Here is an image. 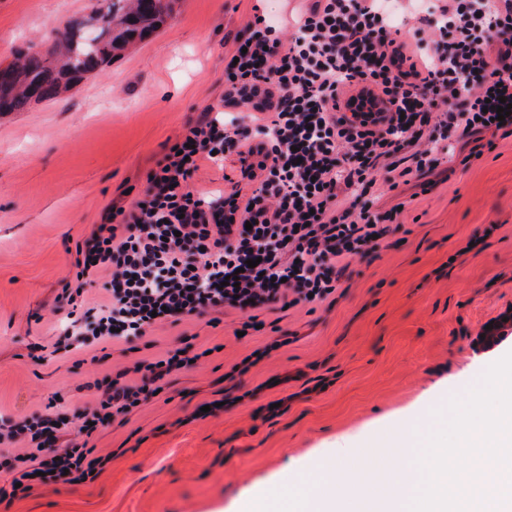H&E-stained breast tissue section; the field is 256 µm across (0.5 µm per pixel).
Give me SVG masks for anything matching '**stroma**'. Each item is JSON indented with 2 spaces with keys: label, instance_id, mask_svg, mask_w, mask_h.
<instances>
[{
  "label": "stroma",
  "instance_id": "obj_1",
  "mask_svg": "<svg viewBox=\"0 0 512 512\" xmlns=\"http://www.w3.org/2000/svg\"><path fill=\"white\" fill-rule=\"evenodd\" d=\"M89 0H0V64L51 28L88 12ZM286 0H178L173 16L69 98L0 116V417L47 410L77 418L108 371L174 348L186 333L210 356L169 379L167 389L91 441L111 455L94 480L38 485L0 512H236L238 502L299 479L319 482L336 450L399 471L394 448L414 427L435 429L434 410L461 397L512 351V326L484 343L487 326L512 306V137L470 167L430 175L431 187L382 188L388 209L404 204L401 228L353 262L335 303L279 314L288 345L244 376L231 367L269 340L237 337L241 317L188 319L146 336L144 348L111 346L34 363L56 341V298L103 303V276L80 283L77 245L108 208L128 207L186 122L224 97V55L256 15L275 21ZM237 154L195 175L200 191H232ZM495 225L483 237L485 225ZM483 237L478 250L467 241ZM232 397L207 417L202 403ZM278 412H271L272 404Z\"/></svg>",
  "mask_w": 512,
  "mask_h": 512
}]
</instances>
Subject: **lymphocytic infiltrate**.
I'll return each mask as SVG.
<instances>
[{
    "mask_svg": "<svg viewBox=\"0 0 512 512\" xmlns=\"http://www.w3.org/2000/svg\"><path fill=\"white\" fill-rule=\"evenodd\" d=\"M424 9L430 21L400 36L394 15ZM288 23L287 35L261 17L248 25L224 56L223 109L189 120L139 200L106 211L82 242L80 274L107 272V301L80 311L63 289L66 351L136 344L211 311L241 313L253 330L263 315L324 302L396 227L397 209L375 206L381 186L431 174L462 138L512 136V115L496 118L512 103V0H296ZM234 150L251 193L190 189L202 163ZM180 342L107 380L66 445L64 414L0 419V471L14 482L0 502L102 472L109 456L81 436L161 393L190 364L189 336Z\"/></svg>",
    "mask_w": 512,
    "mask_h": 512,
    "instance_id": "obj_1",
    "label": "lymphocytic infiltrate"
}]
</instances>
